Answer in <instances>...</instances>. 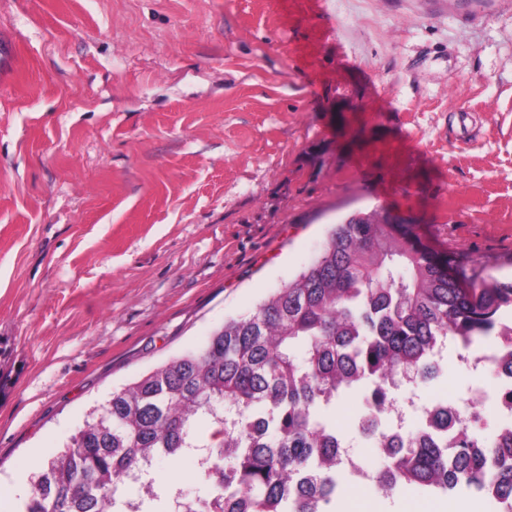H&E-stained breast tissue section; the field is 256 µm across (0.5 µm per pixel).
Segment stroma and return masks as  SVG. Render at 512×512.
<instances>
[{"label":"stroma","mask_w":512,"mask_h":512,"mask_svg":"<svg viewBox=\"0 0 512 512\" xmlns=\"http://www.w3.org/2000/svg\"><path fill=\"white\" fill-rule=\"evenodd\" d=\"M0 489L114 389L293 280L357 212L512 280V0H0ZM426 402L494 391L449 350ZM328 414L369 471L384 458ZM158 482L204 493L193 458ZM338 512H494L349 487Z\"/></svg>","instance_id":"35a3bbf8"}]
</instances>
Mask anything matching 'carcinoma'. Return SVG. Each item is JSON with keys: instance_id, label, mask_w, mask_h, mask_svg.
I'll use <instances>...</instances> for the list:
<instances>
[{"instance_id": "cac0c4a2", "label": "carcinoma", "mask_w": 512, "mask_h": 512, "mask_svg": "<svg viewBox=\"0 0 512 512\" xmlns=\"http://www.w3.org/2000/svg\"><path fill=\"white\" fill-rule=\"evenodd\" d=\"M451 262L420 247L388 217L352 216L336 225L319 257L245 316L213 331L112 391L64 448L31 476L18 512H112L125 475L150 460L206 448L207 494L185 512H325L340 488L336 426L323 419L336 398L361 395L354 420L388 460L380 488L446 493L473 490L512 504V431L482 439L451 411L432 414L446 432L389 439L377 407L390 382L410 370L439 377L433 359L451 342L467 352L507 337L489 360L512 407V281L465 288ZM206 422L215 433L204 437ZM174 493L150 480L140 512H168Z\"/></svg>"}]
</instances>
